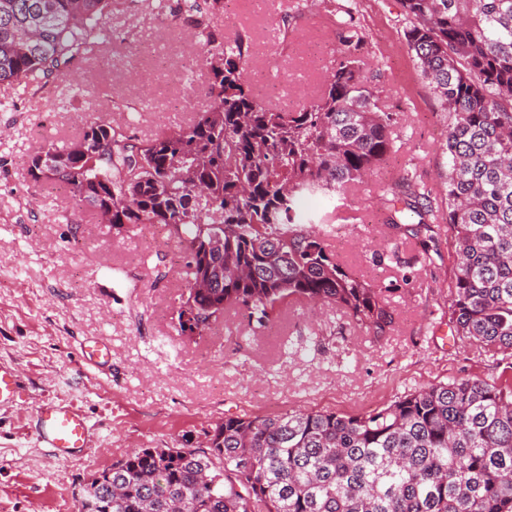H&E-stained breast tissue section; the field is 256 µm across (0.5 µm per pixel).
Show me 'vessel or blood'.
I'll list each match as a JSON object with an SVG mask.
<instances>
[{"instance_id":"vessel-or-blood-1","label":"vessel or blood","mask_w":512,"mask_h":512,"mask_svg":"<svg viewBox=\"0 0 512 512\" xmlns=\"http://www.w3.org/2000/svg\"><path fill=\"white\" fill-rule=\"evenodd\" d=\"M20 388L16 372L0 365V405L14 402ZM36 435L40 443L62 459L84 454L90 428L85 418L70 405L47 404L37 414Z\"/></svg>"}]
</instances>
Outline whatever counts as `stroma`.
Segmentation results:
<instances>
[{
    "label": "stroma",
    "instance_id": "obj_1",
    "mask_svg": "<svg viewBox=\"0 0 512 512\" xmlns=\"http://www.w3.org/2000/svg\"><path fill=\"white\" fill-rule=\"evenodd\" d=\"M329 0H261L234 20L204 13L216 41L245 39L247 73L277 95L263 106L295 111L316 98L342 45ZM367 45L363 73L397 115L396 150L353 186L330 238L337 260L387 290L394 324L376 336L328 306L290 299L258 329L243 311L202 335L178 330L189 269L162 233L114 234L60 182H36L32 155L67 145L109 121L144 141L204 108L210 75L186 67L204 39L184 0H112V41L46 87L0 85V362L21 383L0 406V512H77L93 477L140 448L203 445L225 414L291 408L356 415L404 393L455 378L512 382V369L448 325L453 247L444 219L449 112L409 53L399 0H356ZM410 177L427 187L433 232L427 252L410 244L411 211L392 214L380 189ZM111 357L94 365L83 347ZM47 402L80 409L90 447L58 460L35 434Z\"/></svg>",
    "mask_w": 512,
    "mask_h": 512
}]
</instances>
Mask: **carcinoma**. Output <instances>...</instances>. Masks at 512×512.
Wrapping results in <instances>:
<instances>
[{"instance_id": "obj_1", "label": "carcinoma", "mask_w": 512, "mask_h": 512, "mask_svg": "<svg viewBox=\"0 0 512 512\" xmlns=\"http://www.w3.org/2000/svg\"><path fill=\"white\" fill-rule=\"evenodd\" d=\"M111 0H0V84L43 87L108 36ZM408 50L448 126L446 224L453 235L454 335L512 356V0H401ZM341 56L321 96L270 111L245 76L248 45L215 43L197 21L211 71L208 109L132 142L95 122L29 165L65 184L103 223L159 224L194 282L178 309L196 336L242 309L257 328L288 298L334 305L375 335L393 324L385 289L338 264L328 220L302 199L340 196L395 149L396 113L361 72L365 38L350 7ZM395 206L423 196L410 178ZM202 448H141L84 490L79 512H512V386L440 382L358 415L291 409L226 415Z\"/></svg>"}]
</instances>
